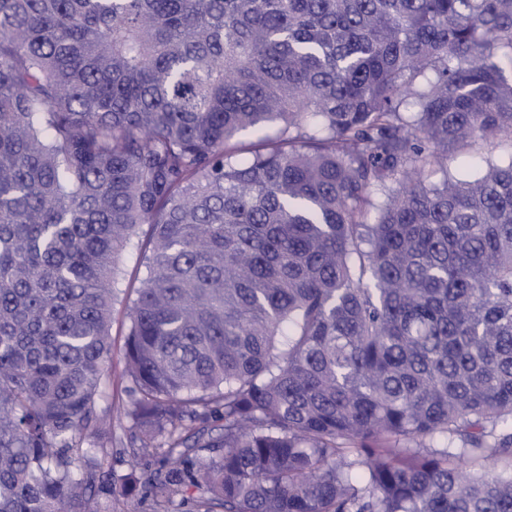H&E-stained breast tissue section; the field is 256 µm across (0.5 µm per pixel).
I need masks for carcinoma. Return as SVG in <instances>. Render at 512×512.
Returning <instances> with one entry per match:
<instances>
[{"label":"carcinoma","instance_id":"cac0c4a2","mask_svg":"<svg viewBox=\"0 0 512 512\" xmlns=\"http://www.w3.org/2000/svg\"><path fill=\"white\" fill-rule=\"evenodd\" d=\"M504 139L512 0H0V512H512ZM510 150V146L502 144L488 145L474 153L456 152L448 162V172H462L478 177L485 172L488 162L507 164ZM129 321L125 315V302L118 303L112 323V361L107 369L112 374V390H107L105 399L108 402L118 403L119 399H125L123 388L128 384L124 377V344L126 340ZM130 424L121 419H115L112 422V448H127L121 456H117L112 461V466L117 476H122L133 471L139 481L147 480L158 466L159 457L157 455H139L132 459L129 448Z\"/></svg>","mask_w":512,"mask_h":512}]
</instances>
